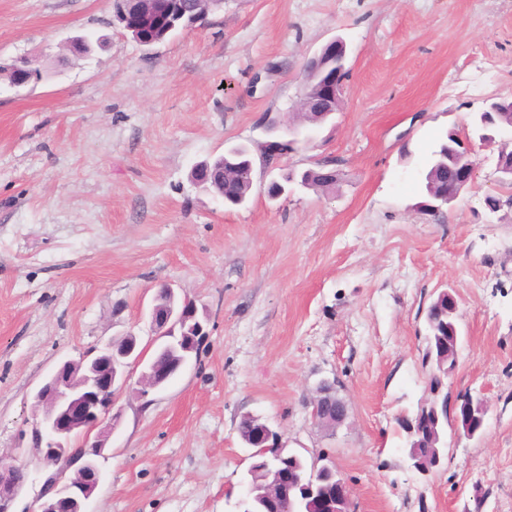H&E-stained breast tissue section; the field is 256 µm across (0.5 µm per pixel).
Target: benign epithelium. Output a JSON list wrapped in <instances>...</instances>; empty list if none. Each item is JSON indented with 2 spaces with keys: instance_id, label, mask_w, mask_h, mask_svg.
Returning <instances> with one entry per match:
<instances>
[{
  "instance_id": "1",
  "label": "benign epithelium",
  "mask_w": 512,
  "mask_h": 512,
  "mask_svg": "<svg viewBox=\"0 0 512 512\" xmlns=\"http://www.w3.org/2000/svg\"><path fill=\"white\" fill-rule=\"evenodd\" d=\"M118 21L136 22L135 41L142 46H153L159 40L149 37L145 31L171 13V0H113ZM347 44L341 37L329 41L308 57L304 69V90L301 105L315 110L323 117L332 115L334 103L341 99L348 70L345 59ZM462 179L448 190H440L436 204L429 206L438 211L456 201L474 176L473 161L458 164ZM171 303L167 306L152 300L149 319L156 335L155 354L146 357L145 351L132 343L129 348L116 354L112 342L82 354L77 360L63 361L57 370L44 380L34 395V404L40 410L29 431V445L24 448L26 458L36 462L34 472L46 475L44 483L33 500L34 508L21 512H59V502H69V512H85V503L96 490L101 479V460L106 458L105 431L114 428L119 413L113 411L116 395L130 381L125 371L126 359L143 366L139 383L141 391L149 393L165 386L187 362L159 360L157 354L180 348L182 339L175 335V327L183 325L192 331L190 344L185 352L193 353L206 336L205 320L198 316L195 303L180 297L168 288ZM333 384L324 380L317 387V397L311 402V419L317 425L329 423L341 425L347 416V406L333 396ZM456 412L459 425L457 436L473 439L480 435L485 424L487 406L483 399L465 394L454 402L438 397L424 407L425 426L430 439H439L437 431L440 418L448 410ZM251 447L264 454L280 458L285 448L282 436L267 423L256 420ZM413 468L424 478L431 470L442 465L440 453L422 456L415 449L409 451ZM18 458L9 461L0 457V512H16V502L25 483L15 479ZM274 495L270 500L283 502L289 512H298L297 505L305 493H314V482H304L283 464H276L274 471ZM327 512H349V488L341 475H336L333 497Z\"/></svg>"
}]
</instances>
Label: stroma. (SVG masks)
<instances>
[{"mask_svg":"<svg viewBox=\"0 0 512 512\" xmlns=\"http://www.w3.org/2000/svg\"><path fill=\"white\" fill-rule=\"evenodd\" d=\"M103 41L66 57L68 41ZM348 47L341 109L297 117L306 59ZM0 457L18 455L33 394L65 359L134 333L171 285L210 317L197 356L140 399L120 392L102 479L85 512H228L251 460L247 416L287 448L325 455L350 512H512V210L490 213L497 152L452 205L421 209L440 134L471 132L485 102L512 96V0H224L204 27L152 47L112 0H0ZM293 139L274 168L259 155ZM255 155L245 203L196 185L201 161ZM335 161L329 192L267 184ZM458 301L449 397L484 399L483 434L444 431V466L422 477L396 422L430 398L425 312ZM348 406L315 425L321 380Z\"/></svg>","mask_w":512,"mask_h":512,"instance_id":"1","label":"stroma"}]
</instances>
